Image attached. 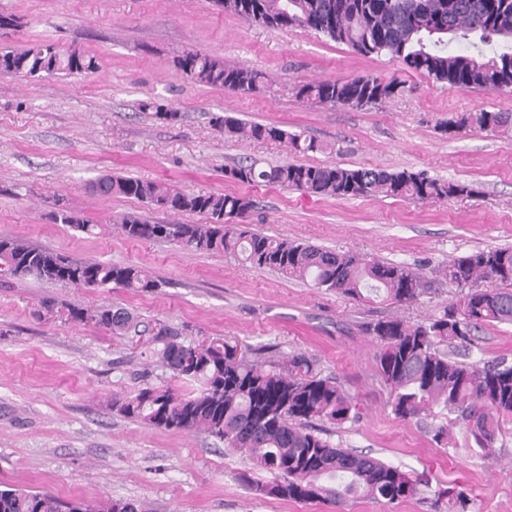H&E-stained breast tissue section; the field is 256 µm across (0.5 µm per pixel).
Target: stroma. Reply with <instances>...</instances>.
<instances>
[{
    "label": "stroma",
    "mask_w": 512,
    "mask_h": 512,
    "mask_svg": "<svg viewBox=\"0 0 512 512\" xmlns=\"http://www.w3.org/2000/svg\"><path fill=\"white\" fill-rule=\"evenodd\" d=\"M0 13L26 22L20 31H0V46L48 42L79 48L98 62L88 75L0 74V235L81 260L138 265L159 283L132 293L0 277L1 488L131 499L148 512H512V423L498 438L497 455L485 457L447 412L397 418L375 375L378 345L361 331L369 321L417 322L442 313L457 293L443 275L449 259L512 246V128L458 135L440 129L459 112L512 113V92L451 88L405 70L390 55L363 57L309 30L261 27L224 13L213 0H0ZM186 50L223 57L268 81L254 95L195 85L174 66ZM366 75L398 79L404 90L361 108L315 107L295 96L302 82ZM150 99L178 119L138 109ZM217 116L301 132L322 148L298 157L277 142L230 138L215 126ZM298 159L424 170L477 193L436 203L336 200L224 179L225 166L239 161L267 167ZM106 173L249 196L255 208L247 221L263 233L404 263L432 286L408 306L361 302L221 254L127 239L112 219L145 205L92 194V181ZM59 207L108 230L89 236L52 223L47 215ZM64 303L126 308L144 333L115 336L61 318ZM163 325L188 341L238 342L262 360L300 353L313 359L363 406L358 422L325 423L330 440L408 472L417 494L341 507L259 497L237 480L247 461L223 443L112 410V397L147 386L196 390V383L153 363L146 334ZM472 357L512 361V326L483 327ZM440 426L447 433L438 442ZM451 486L464 491L465 504L449 501Z\"/></svg>",
    "instance_id": "1"
}]
</instances>
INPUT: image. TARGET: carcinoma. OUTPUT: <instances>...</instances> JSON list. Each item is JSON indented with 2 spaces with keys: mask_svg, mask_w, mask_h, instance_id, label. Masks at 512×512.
<instances>
[{
  "mask_svg": "<svg viewBox=\"0 0 512 512\" xmlns=\"http://www.w3.org/2000/svg\"><path fill=\"white\" fill-rule=\"evenodd\" d=\"M221 9L270 29L313 30L363 57L387 53L408 70L458 89L512 86V0H215ZM176 68L192 83L239 94L260 91L263 75L224 62L218 56L187 51ZM96 57L53 44L0 47V73L20 77L93 73ZM401 83L379 76L322 80L297 85L296 97L324 108H360L393 97ZM157 119L173 121L178 112L146 101ZM512 125L511 112H463L448 119L443 131L497 130ZM227 137L271 140L298 153L320 149L315 141L273 125L246 124L233 117L215 118ZM231 182H263L303 189L322 197L354 199L382 196L415 202L469 197V184L425 172H388L339 165L285 163L268 169L238 163L224 168ZM91 191L107 197L136 199L154 211L198 214L204 224L156 221L140 211L113 220L135 241L175 242L188 249L240 257L288 279L305 280L356 301L397 305L419 299L426 286L419 270L402 263L367 259L352 252L270 236L252 230L243 219L254 201L235 193H190L162 181L103 174ZM49 219L86 235L104 225L75 211L52 212ZM35 278L62 286L104 288L115 284L133 292L158 287L143 268L74 259L60 251L0 235V274ZM448 282L458 299L437 316L416 323L392 317L369 322L363 331L379 345L376 376L388 390L392 413L410 420L441 407L456 414L482 452L494 448L499 419L512 416V362L457 359L458 348L479 329L512 325V247H487L448 261ZM74 322H93L115 336L137 328L124 308L92 309L65 304ZM175 329L157 333L153 350L172 376L197 382L188 393L169 387H145L133 396L112 398L111 408L133 421L178 432H204L239 453L250 468L238 480L258 496L342 505L352 498L403 501L417 493L416 482L399 467L368 453L343 448L309 427L313 420L338 426L356 422L362 407L332 377L314 372L302 354L282 362L249 360L227 341L195 344ZM264 471L269 481L252 477ZM148 512L122 498L63 500L51 492L0 489V512Z\"/></svg>",
  "mask_w": 512,
  "mask_h": 512,
  "instance_id": "obj_1",
  "label": "carcinoma"
}]
</instances>
